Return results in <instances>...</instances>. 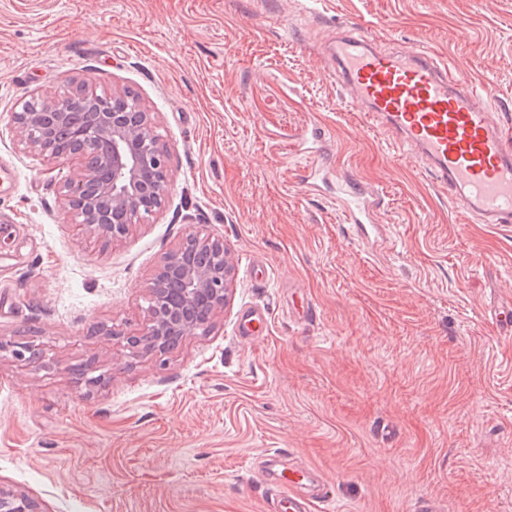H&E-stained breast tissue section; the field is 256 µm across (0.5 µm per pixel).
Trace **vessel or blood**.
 I'll use <instances>...</instances> for the list:
<instances>
[{
  "label": "vessel or blood",
  "mask_w": 512,
  "mask_h": 512,
  "mask_svg": "<svg viewBox=\"0 0 512 512\" xmlns=\"http://www.w3.org/2000/svg\"><path fill=\"white\" fill-rule=\"evenodd\" d=\"M329 75L346 88L371 124L386 133L396 150L413 156L447 193L458 212L481 224L512 225V126L495 121L474 86L436 53L403 45L382 49L353 28L337 32L326 48ZM335 179L346 222L367 244L379 242L373 221L382 202L377 191L351 175L335 177L333 167L312 162L303 181ZM268 329L265 310L242 311L238 333L251 340ZM268 450L258 473L273 495L267 512H321L322 477L298 465L270 474L282 459Z\"/></svg>",
  "instance_id": "vessel-or-blood-1"
}]
</instances>
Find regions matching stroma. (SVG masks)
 <instances>
[{"label": "stroma", "mask_w": 512, "mask_h": 512, "mask_svg": "<svg viewBox=\"0 0 512 512\" xmlns=\"http://www.w3.org/2000/svg\"><path fill=\"white\" fill-rule=\"evenodd\" d=\"M354 25L438 53L512 123V0H0V483L46 512H265L269 448L317 468L335 512H512V227L465 223L415 159L370 128L320 55ZM91 73L132 90L169 154L166 205L102 247L67 223L61 173L12 116ZM383 192L394 246L366 254L286 158ZM223 240L229 307L165 359L134 356L146 285L189 232ZM267 336L237 334L240 312ZM34 345L19 360L10 344ZM85 364L106 382H76ZM268 329V317L264 309L249 307L242 311L238 333L246 340L263 336Z\"/></svg>", "instance_id": "35a3bbf8"}]
</instances>
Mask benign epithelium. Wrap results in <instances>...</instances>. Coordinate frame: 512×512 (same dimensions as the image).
Masks as SVG:
<instances>
[{"label": "benign epithelium", "instance_id": "7a95c632", "mask_svg": "<svg viewBox=\"0 0 512 512\" xmlns=\"http://www.w3.org/2000/svg\"><path fill=\"white\" fill-rule=\"evenodd\" d=\"M43 111L25 101L14 132L25 149L39 152L68 173L60 183L65 213L83 233L107 245L160 212L168 199V152L156 134L154 113L128 92H100L85 76L42 99ZM235 267L224 243L186 234L147 284L151 303L143 350L162 355L206 328L230 302ZM0 512H46L29 493L0 484Z\"/></svg>", "mask_w": 512, "mask_h": 512}]
</instances>
